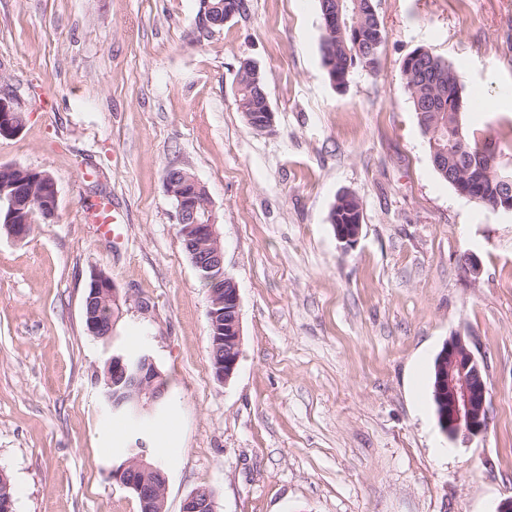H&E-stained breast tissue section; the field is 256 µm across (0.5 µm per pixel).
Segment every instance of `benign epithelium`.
Segmentation results:
<instances>
[{
	"label": "benign epithelium",
	"instance_id": "7a95c632",
	"mask_svg": "<svg viewBox=\"0 0 512 512\" xmlns=\"http://www.w3.org/2000/svg\"><path fill=\"white\" fill-rule=\"evenodd\" d=\"M222 11L224 22H229L239 13V7L232 0H201V12ZM324 24L327 31L336 28L345 30L351 27L355 41L363 39L360 25L349 24L344 19L342 7L325 12ZM247 125L256 132H268L273 127L274 112L268 108L264 112L245 113ZM24 114L10 98L0 96V136L17 134L24 126ZM31 182L0 186V197L5 191L8 195V220L15 218V211L23 208L32 199L35 183H42L40 191V211L47 221L54 219L58 209V190L53 178L30 169ZM503 185L500 201L494 210L512 211V171L504 167L497 172ZM191 185L195 194L207 199V222L202 224L196 217L197 201L188 197L185 187ZM168 195L177 199L178 236L184 240L187 252L195 251L192 244L208 245L211 249L212 267L210 271L224 270V255L221 238L215 224V210L206 187L194 176L188 181L165 180ZM362 223L333 225L336 239L346 247L353 246L360 235ZM89 298L106 297L117 310L129 302V296L121 294L108 278L93 275L88 287ZM224 321L223 328L216 335L223 337L224 357L213 358L214 375L217 379L229 381L237 368L241 341V313L239 289L235 280L224 275ZM112 366V385H125L133 390L132 405L123 408L124 401L112 402V410L128 411L135 414L150 412L165 398L167 387L160 382V375L153 357L146 351L129 354L121 350L112 351L108 358ZM435 395L441 407V420L445 435L451 440L462 438L470 440L483 434L488 426L487 384L483 368L472 349L469 337L453 334L444 344L436 367ZM112 477L124 486L134 490L141 499L145 512H165L167 481L163 471L152 461L145 449H132L126 460L112 470ZM182 512H216L214 494L208 488H199L184 501Z\"/></svg>",
	"mask_w": 512,
	"mask_h": 512
}]
</instances>
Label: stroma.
I'll use <instances>...</instances> for the list:
<instances>
[{
	"label": "stroma",
	"mask_w": 512,
	"mask_h": 512,
	"mask_svg": "<svg viewBox=\"0 0 512 512\" xmlns=\"http://www.w3.org/2000/svg\"><path fill=\"white\" fill-rule=\"evenodd\" d=\"M373 5L377 64L339 90L319 0H244L199 42V0H0V95L26 112L0 164L48 172L59 192L27 238L0 232V469L15 512H140L112 477L139 437L166 470V512L201 487L216 512H497L512 496V213L439 178L401 73L426 48L464 99H498L463 123L512 168V0ZM245 60L271 132L237 108ZM173 165L206 186L239 288L226 382L165 188ZM100 190L120 218L110 235L87 218ZM346 191L363 205L351 248L330 222ZM97 270L134 297L109 343L84 322ZM456 333L488 388V429L467 441L441 431L431 396ZM116 345L149 351L168 381L144 435L103 398Z\"/></svg>",
	"instance_id": "35a3bbf8"
}]
</instances>
